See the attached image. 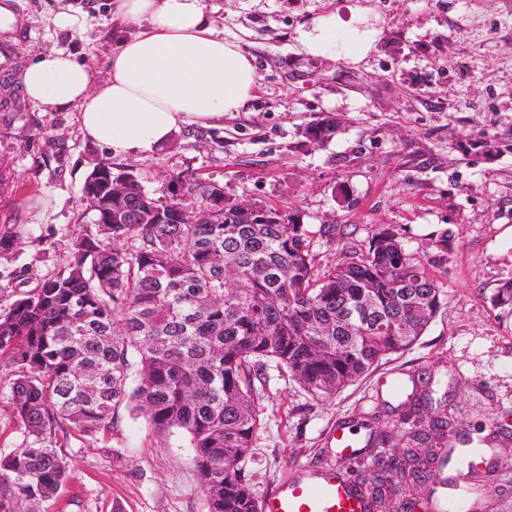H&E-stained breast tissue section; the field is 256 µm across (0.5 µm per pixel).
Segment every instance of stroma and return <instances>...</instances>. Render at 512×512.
Returning <instances> with one entry per match:
<instances>
[{"label":"stroma","mask_w":512,"mask_h":512,"mask_svg":"<svg viewBox=\"0 0 512 512\" xmlns=\"http://www.w3.org/2000/svg\"><path fill=\"white\" fill-rule=\"evenodd\" d=\"M218 29L254 59L259 82L240 112L219 127L187 126L148 155L112 157L84 141L77 107L44 112L20 77L55 49L105 71L112 51V0H17V22L0 31V310L61 269L92 214L83 181L100 162L132 171L164 196L172 177L215 181L233 200L286 208L311 233L318 268L349 247H366L383 228L399 234L442 285L439 313L408 351L335 396L314 399L268 364L255 386L259 428L238 466L257 500L311 468H345L336 427L354 433L358 456L370 432L402 451L398 407L412 378H435L430 416L453 418L448 445L484 448L482 482L455 466L414 489L439 501L464 485L465 512H512V314L491 298L512 277V0H208ZM78 19L53 23L59 11ZM340 21L322 52H305L299 33L318 18ZM364 19L379 35L350 58L344 26ZM329 114L336 132L312 144L303 135ZM495 143L497 153L476 150ZM336 227L335 237L320 231ZM448 249L431 246L440 232ZM71 478L42 512H206L194 454L179 430H155L119 408L104 435L68 422L48 436Z\"/></svg>","instance_id":"35a3bbf8"}]
</instances>
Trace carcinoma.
Instances as JSON below:
<instances>
[{"label":"carcinoma","instance_id":"1","mask_svg":"<svg viewBox=\"0 0 512 512\" xmlns=\"http://www.w3.org/2000/svg\"><path fill=\"white\" fill-rule=\"evenodd\" d=\"M119 178L129 185L118 198ZM185 197L175 209L136 173L96 165L82 186L92 227L62 269L0 312V355L16 372L0 396L34 437L0 459V512H40L70 478L46 432L62 420L106 432L121 406L189 436L208 512H259L246 473L228 465L251 447L266 363L329 398L409 350L440 311L442 288L393 233L321 272L306 225L288 213L260 204L279 220L251 222L215 182L194 181ZM492 303L512 312V278ZM451 426L433 419L408 432L402 457L375 456L371 497L447 465L432 448Z\"/></svg>","mask_w":512,"mask_h":512}]
</instances>
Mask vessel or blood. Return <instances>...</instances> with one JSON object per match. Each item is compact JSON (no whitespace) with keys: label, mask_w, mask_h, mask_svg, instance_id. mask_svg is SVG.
<instances>
[{"label":"vessel or blood","mask_w":512,"mask_h":512,"mask_svg":"<svg viewBox=\"0 0 512 512\" xmlns=\"http://www.w3.org/2000/svg\"><path fill=\"white\" fill-rule=\"evenodd\" d=\"M366 499L331 468L309 469L282 482L262 512H368Z\"/></svg>","instance_id":"1"}]
</instances>
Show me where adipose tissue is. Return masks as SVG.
<instances>
[{
	"mask_svg": "<svg viewBox=\"0 0 512 512\" xmlns=\"http://www.w3.org/2000/svg\"><path fill=\"white\" fill-rule=\"evenodd\" d=\"M113 14L105 77L56 50L21 77L43 110L78 105L84 140L116 156L148 154L182 127L221 125L255 92L252 57L217 30L207 0H114Z\"/></svg>",
	"mask_w": 512,
	"mask_h": 512,
	"instance_id": "adipose-tissue-1",
	"label": "adipose tissue"
}]
</instances>
